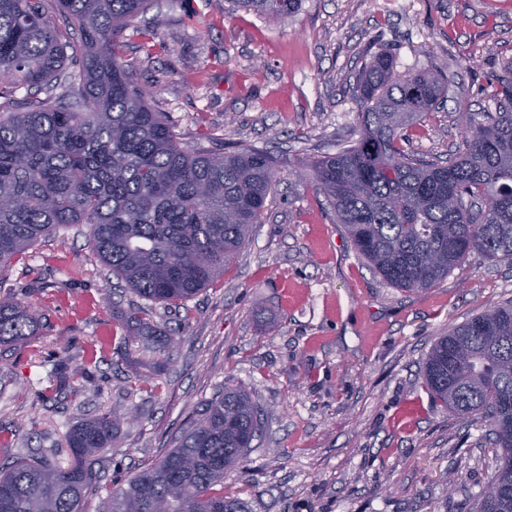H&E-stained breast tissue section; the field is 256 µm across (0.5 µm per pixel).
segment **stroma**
I'll return each mask as SVG.
<instances>
[{"instance_id":"1","label":"stroma","mask_w":512,"mask_h":512,"mask_svg":"<svg viewBox=\"0 0 512 512\" xmlns=\"http://www.w3.org/2000/svg\"><path fill=\"white\" fill-rule=\"evenodd\" d=\"M147 16L152 45L128 40L124 59L181 141L270 151L279 180L223 276L182 305H154L169 350L113 318L141 300L93 255L88 225L60 228L0 273V299L37 289L51 325L0 357V436L15 438L0 460L43 452L64 467L74 426L133 416L96 460L102 487L84 509L100 512L114 480L156 463L191 416L240 387L267 410L245 462L224 475L225 495L249 512H469L500 452L487 419L430 396L423 366L449 327L512 300V264L473 256L427 291L392 287L295 170L358 139L354 74L371 46L401 75L446 66L448 98L410 148L458 152L461 113L494 111L491 79L512 63V0H303L284 20L233 0H155ZM64 351L68 383L55 391ZM416 401L418 415L401 418Z\"/></svg>"}]
</instances>
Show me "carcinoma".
Returning a JSON list of instances; mask_svg holds the SVG:
<instances>
[{
    "label": "carcinoma",
    "instance_id": "1",
    "mask_svg": "<svg viewBox=\"0 0 512 512\" xmlns=\"http://www.w3.org/2000/svg\"><path fill=\"white\" fill-rule=\"evenodd\" d=\"M47 0H0V99L20 87L46 91L25 112L0 117V270L69 224L90 226L96 258L141 299L177 305L224 274L261 221L277 162L242 148L212 154L181 145L165 112L133 81L123 59L151 0H52L82 30L79 83L64 71L69 43ZM302 0H235L286 19ZM386 50L366 52L356 79L360 136L300 166L327 197L359 255L384 282L423 292L478 255L512 263V63L491 85L495 111L465 115L462 149L437 162L405 148L410 130L440 109L447 75L437 64L394 76ZM130 313L137 333L174 343ZM45 313L0 300V349L24 344ZM431 395L460 415L488 419L500 465L470 512H512V301L448 330L424 366ZM264 410L228 388L190 419L162 458L109 490L102 512H247L214 491L244 462ZM104 414L68 436L72 461L36 455L0 462V512H84L96 488L93 457L116 436Z\"/></svg>",
    "mask_w": 512,
    "mask_h": 512
}]
</instances>
